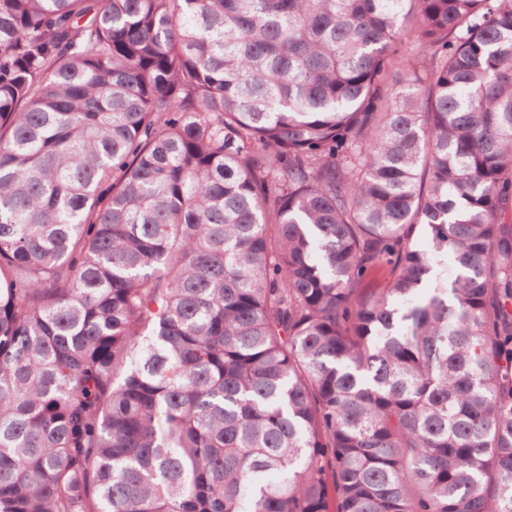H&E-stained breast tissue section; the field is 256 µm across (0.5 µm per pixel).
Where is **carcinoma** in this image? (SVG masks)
Here are the masks:
<instances>
[{"mask_svg": "<svg viewBox=\"0 0 512 512\" xmlns=\"http://www.w3.org/2000/svg\"><path fill=\"white\" fill-rule=\"evenodd\" d=\"M0 512H512V0H0Z\"/></svg>", "mask_w": 512, "mask_h": 512, "instance_id": "carcinoma-1", "label": "carcinoma"}]
</instances>
